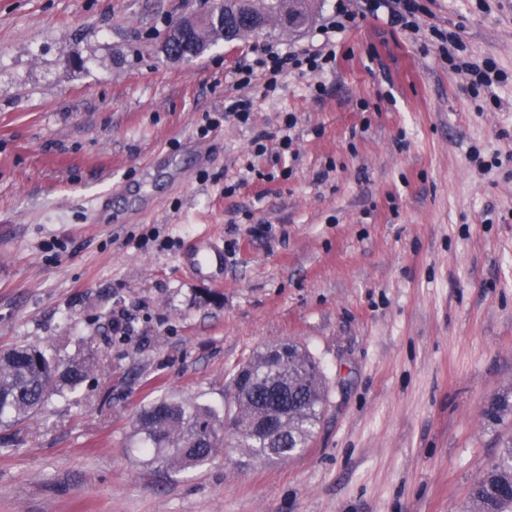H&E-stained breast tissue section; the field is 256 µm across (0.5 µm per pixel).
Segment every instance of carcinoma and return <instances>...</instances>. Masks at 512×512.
Segmentation results:
<instances>
[{
  "label": "carcinoma",
  "mask_w": 512,
  "mask_h": 512,
  "mask_svg": "<svg viewBox=\"0 0 512 512\" xmlns=\"http://www.w3.org/2000/svg\"><path fill=\"white\" fill-rule=\"evenodd\" d=\"M219 23L202 29L193 57H198L215 39H223L227 20L239 15L261 19L259 27L283 13L299 11L310 16L309 0H221ZM258 380L288 382V416L279 426L278 436L268 438L254 431L256 417L267 406L268 395L260 385H249L246 394L231 402L219 416L213 409L195 401L157 399L145 405L137 417L136 434L140 451L149 461H159L173 471L206 463L217 448L214 437L230 432V447L249 459L287 461L310 443L319 424L326 391L320 365L309 353L288 345L287 361L270 363L255 353L244 363ZM89 364L73 359L62 363L47 349L15 346L0 352V428L17 426L47 406L54 396H63L86 378ZM512 415L507 395L492 399L485 417L497 424ZM230 427H224V422ZM512 486V443L475 480L469 512H512V497L501 489Z\"/></svg>",
  "instance_id": "cac0c4a2"
}]
</instances>
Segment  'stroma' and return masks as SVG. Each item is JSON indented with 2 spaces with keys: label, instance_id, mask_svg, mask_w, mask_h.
<instances>
[{
  "label": "stroma",
  "instance_id": "35a3bbf8",
  "mask_svg": "<svg viewBox=\"0 0 512 512\" xmlns=\"http://www.w3.org/2000/svg\"><path fill=\"white\" fill-rule=\"evenodd\" d=\"M341 4L359 0L182 63L162 42L202 0H0V350L91 366L0 430V512H465L512 440L484 416L512 395V0H419L415 36L384 16L331 31ZM327 37L333 68L238 85L264 45ZM234 98L248 124L200 136ZM205 233L219 281L183 264ZM281 342L325 375L308 448L147 462L144 405L224 410L235 368Z\"/></svg>",
  "mask_w": 512,
  "mask_h": 512
}]
</instances>
